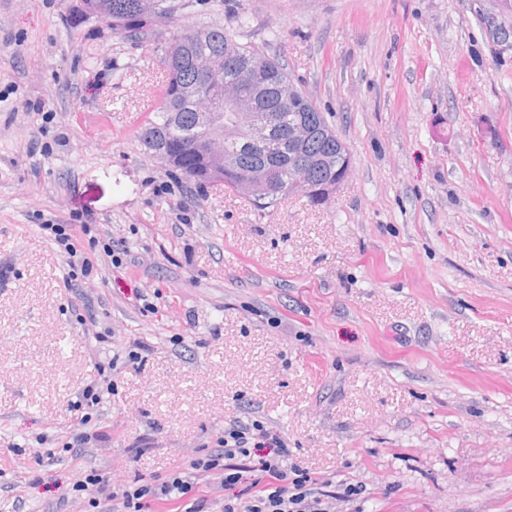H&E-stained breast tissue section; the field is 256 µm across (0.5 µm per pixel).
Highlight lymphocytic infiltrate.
Instances as JSON below:
<instances>
[{
    "instance_id": "f902f5d3",
    "label": "lymphocytic infiltrate",
    "mask_w": 512,
    "mask_h": 512,
    "mask_svg": "<svg viewBox=\"0 0 512 512\" xmlns=\"http://www.w3.org/2000/svg\"><path fill=\"white\" fill-rule=\"evenodd\" d=\"M260 448L266 449V456L255 457ZM214 471L222 473L221 487L227 497L191 496L194 480ZM247 473L253 476L247 494L236 493V485ZM86 483L91 487L92 507L107 501L112 512H143L154 503L166 505V512H210L216 505L222 512H330L329 494L320 488L318 479L291 463L285 441L256 423L225 429L217 448L193 459L188 471L163 482L139 479L117 484L94 473Z\"/></svg>"
}]
</instances>
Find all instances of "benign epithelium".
Masks as SVG:
<instances>
[{
    "label": "benign epithelium",
    "mask_w": 512,
    "mask_h": 512,
    "mask_svg": "<svg viewBox=\"0 0 512 512\" xmlns=\"http://www.w3.org/2000/svg\"><path fill=\"white\" fill-rule=\"evenodd\" d=\"M87 17L91 21L110 23V0H91L87 7ZM488 29L497 38L498 44L512 48V38L503 34L502 22L498 15H487ZM235 54L233 47L224 49L222 54L207 55L203 65L207 71L219 78L224 74V61ZM273 94L277 104L286 108L295 101L297 87L293 80L272 81L262 63L249 61L242 73V82L229 81L224 87L215 90L200 84H187L178 89L175 95L181 104H194L202 99L210 101L203 111L196 113L191 134L183 139L159 138L151 130L143 132L146 145L154 157L171 167L179 158L200 154V163L188 168L184 177L188 181H203L213 185L224 184V173L233 168L235 161L224 154V112L233 115L234 126L243 130L251 144L275 161H288L290 176L284 181L279 177V169L273 164L253 167L241 174L234 182L237 191L251 197L255 202H263L281 195L309 194L322 204L346 178L351 167V159L343 145H338L342 163L335 165L330 156L311 155L306 151V143L314 130L299 123L288 124V139L275 140L271 132L276 116L272 112H258L259 101ZM336 168V177L321 185H313L309 175L316 169Z\"/></svg>",
    "instance_id": "1"
}]
</instances>
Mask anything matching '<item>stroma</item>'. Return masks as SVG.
I'll use <instances>...</instances> for the list:
<instances>
[{"label":"stroma","instance_id":"obj_1","mask_svg":"<svg viewBox=\"0 0 512 512\" xmlns=\"http://www.w3.org/2000/svg\"><path fill=\"white\" fill-rule=\"evenodd\" d=\"M75 3L0 0V512H87L89 470L163 481L236 421L360 486L331 512H512V49L481 22L499 0H242V42L352 158L323 205L263 211L145 152L150 48ZM228 23L202 0L153 37ZM76 218L101 246L72 271L47 227Z\"/></svg>","mask_w":512,"mask_h":512}]
</instances>
